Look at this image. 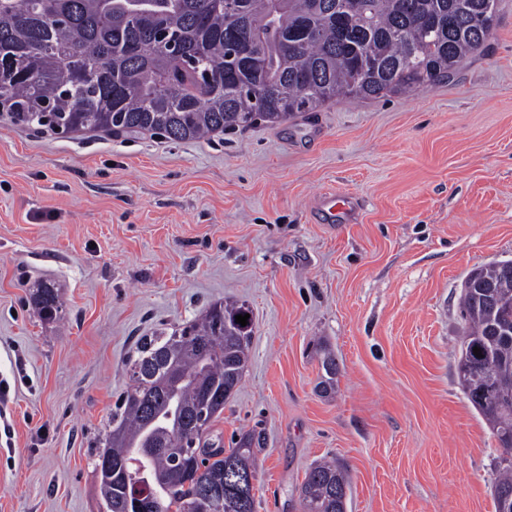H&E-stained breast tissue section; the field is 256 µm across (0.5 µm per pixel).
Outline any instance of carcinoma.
Listing matches in <instances>:
<instances>
[{
  "instance_id": "cac0c4a2",
  "label": "carcinoma",
  "mask_w": 512,
  "mask_h": 512,
  "mask_svg": "<svg viewBox=\"0 0 512 512\" xmlns=\"http://www.w3.org/2000/svg\"><path fill=\"white\" fill-rule=\"evenodd\" d=\"M498 0H0V115L58 134L147 131L209 137L261 118L280 123L340 96L403 94L452 77L498 26ZM174 43L184 65L161 45ZM60 319L53 282L31 293ZM214 303L169 336H145L130 384L93 454L107 512H255L227 490L229 468L255 473L253 438L210 440L241 381L253 319ZM460 384L498 443L512 449V400L482 387L512 376V268L477 269L462 291ZM480 348L482 357L474 355ZM321 391H336L322 351ZM495 512H512V463L496 462ZM350 477L320 462L299 487L304 512H346Z\"/></svg>"
}]
</instances>
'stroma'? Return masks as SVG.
I'll use <instances>...</instances> for the list:
<instances>
[{
	"mask_svg": "<svg viewBox=\"0 0 512 512\" xmlns=\"http://www.w3.org/2000/svg\"><path fill=\"white\" fill-rule=\"evenodd\" d=\"M448 82L336 98L207 140L62 137L0 118V512H105L91 455L140 337L245 303L256 512H302L310 466L347 512H495L497 440L457 377L462 282L512 260V0ZM355 207L329 219L321 197ZM51 281L64 316L43 323ZM334 355L320 393L317 346ZM32 303L45 322H55L63 312L59 288L53 282H42L31 293ZM321 367L324 371L322 380L320 382L321 391L324 393H331L336 391L338 382L339 369L335 357L328 350H321ZM349 486L345 466L337 462L316 463L299 487L304 512H346Z\"/></svg>",
	"mask_w": 512,
	"mask_h": 512,
	"instance_id": "1",
	"label": "stroma"
}]
</instances>
